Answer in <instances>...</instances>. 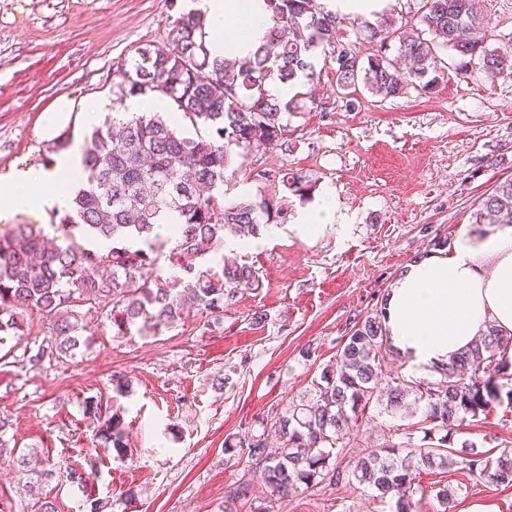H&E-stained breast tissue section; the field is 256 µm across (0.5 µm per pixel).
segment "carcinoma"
<instances>
[{"label": "carcinoma", "mask_w": 512, "mask_h": 512, "mask_svg": "<svg viewBox=\"0 0 512 512\" xmlns=\"http://www.w3.org/2000/svg\"><path fill=\"white\" fill-rule=\"evenodd\" d=\"M271 11L264 40L248 61L210 58L200 19L191 12L174 22L166 44L137 50L132 66L117 68L112 94L123 101L149 93L169 99L173 116L159 112H114L95 128L82 151L84 186L70 211L54 213L63 243L40 224H11L0 230V347L32 335L30 316L40 315L49 335L25 347L26 361L72 357L90 344L96 330L117 336L156 334L197 310L219 315L236 289L259 287L248 266H210L225 234L246 229L257 235L265 224H284L288 209L277 194L258 201L224 204L229 157H245L270 145L289 148L285 117L316 101L298 92L283 101L272 97L271 81L306 86L330 69L337 92L359 88L387 100L413 89L428 93L444 74L439 52L453 51L461 68L478 61L490 75H512V57L486 47L488 20L475 0H423L417 22L394 19L364 22L356 41L337 34L339 16L317 0H267ZM377 41V53L362 57L358 41ZM193 129L195 136L185 131ZM273 183L302 200L315 184L303 173L281 168ZM175 212V241L155 232L164 215ZM476 225L512 223V179L499 183L472 215ZM112 240L106 253L77 241L74 230ZM180 270L163 275L161 259ZM387 298L352 327L300 400L276 420L226 438V448L262 468L264 489L243 480L228 498L253 502L284 500L302 488L358 484L395 500L396 512H414L424 469H455L491 483L512 485V447L480 450L451 438L467 417L489 415L508 401L501 353L512 335L489 334L458 358L437 368L435 381L398 372L381 382L384 367L400 357L386 329ZM420 410L407 424L404 441L379 445L351 462L332 465V457L353 431L379 408L395 414L406 399ZM86 420L98 424L102 443L122 456L127 448L122 411H108L102 399L83 401ZM420 433L419 441L414 435ZM20 470H45L36 451L16 458Z\"/></svg>", "instance_id": "carcinoma-1"}]
</instances>
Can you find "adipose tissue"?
<instances>
[{"instance_id":"adipose-tissue-1","label":"adipose tissue","mask_w":512,"mask_h":512,"mask_svg":"<svg viewBox=\"0 0 512 512\" xmlns=\"http://www.w3.org/2000/svg\"><path fill=\"white\" fill-rule=\"evenodd\" d=\"M190 8L218 58L247 56L268 28L266 0H192ZM239 15L246 25L225 35V20ZM83 178L79 157L69 151L49 168L0 176V219L67 209ZM386 326L392 345L419 373L449 362L491 329L512 334V224L462 231L448 249L410 264L391 288Z\"/></svg>"}]
</instances>
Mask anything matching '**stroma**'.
Segmentation results:
<instances>
[{
    "mask_svg": "<svg viewBox=\"0 0 512 512\" xmlns=\"http://www.w3.org/2000/svg\"><path fill=\"white\" fill-rule=\"evenodd\" d=\"M187 0H0V175L49 166L60 135L80 147L91 132L82 111L92 101L122 103L112 94L114 72L138 47L166 43ZM444 78L430 93L385 101L360 89L337 95L329 70L315 93L318 109L290 117L293 145L234 156L240 172L224 185V200L260 199L268 181L250 170L291 168L315 180L310 200L288 199L289 221L239 248L227 236L224 255L254 269L262 286L238 289L221 317L188 313L159 335H96L64 362L23 366L0 360V431L5 448L31 449L94 471L88 489L65 478L39 480L0 459V512H31L27 488L39 483L57 512H87L89 497L107 512H250L227 504V492L260 472L225 450L228 436L252 420L281 412L307 393L312 379L336 359L354 315L386 295L414 258L434 240L455 238L492 189L512 178V75L487 79L462 71L445 52ZM72 110L57 137L41 134L59 98ZM333 198L338 218L316 239L293 224L300 211ZM130 381L114 396L112 376ZM94 396L123 412L124 456L96 446L82 401ZM401 420L374 414L345 447L400 442ZM489 449L512 443V410L500 407L468 420L455 443ZM417 512H466L474 502L512 512V485L476 481L464 473L422 471ZM458 494L450 505L439 487ZM270 512H393L371 488L357 485L296 492Z\"/></svg>",
    "mask_w": 512,
    "mask_h": 512,
    "instance_id": "stroma-1",
    "label": "stroma"
}]
</instances>
